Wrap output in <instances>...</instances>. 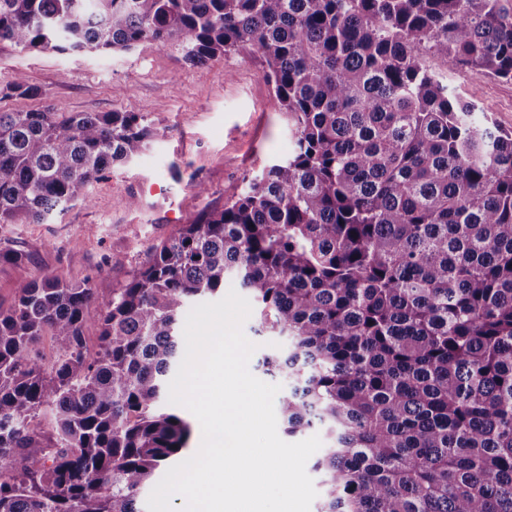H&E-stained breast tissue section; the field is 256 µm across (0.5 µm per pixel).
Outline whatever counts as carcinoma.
Returning a JSON list of instances; mask_svg holds the SVG:
<instances>
[{
  "mask_svg": "<svg viewBox=\"0 0 512 512\" xmlns=\"http://www.w3.org/2000/svg\"><path fill=\"white\" fill-rule=\"evenodd\" d=\"M2 41L152 42L193 65L244 51L293 148L109 295L18 282L0 308V512H143L191 437L159 407L178 319L229 276L259 330L288 340L262 360L289 380L288 433L319 425L333 442L313 465L319 512H512V131L476 121L422 61L512 81V0H0ZM7 91L38 95L20 73ZM154 137L136 112H0V227L89 201Z\"/></svg>",
  "mask_w": 512,
  "mask_h": 512,
  "instance_id": "carcinoma-1",
  "label": "carcinoma"
}]
</instances>
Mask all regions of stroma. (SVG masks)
Instances as JSON below:
<instances>
[{"label":"stroma","instance_id":"stroma-1","mask_svg":"<svg viewBox=\"0 0 512 512\" xmlns=\"http://www.w3.org/2000/svg\"><path fill=\"white\" fill-rule=\"evenodd\" d=\"M428 64L450 88L473 98L480 116L512 129V82L447 69L437 56ZM18 73L37 96L5 94ZM44 107L138 112L157 134L137 159L112 166L93 182L88 202L73 203L46 224L8 225L0 246L22 253L25 261L0 263L5 309L23 278L87 279L98 294H110L144 264L151 246L203 211L223 209L247 177L293 147L263 64L243 52L193 65L179 52L151 43L122 53L59 55L1 42L0 111ZM199 182L205 194L197 193ZM132 199L137 207H129ZM115 255L123 257L122 265H112Z\"/></svg>","mask_w":512,"mask_h":512}]
</instances>
